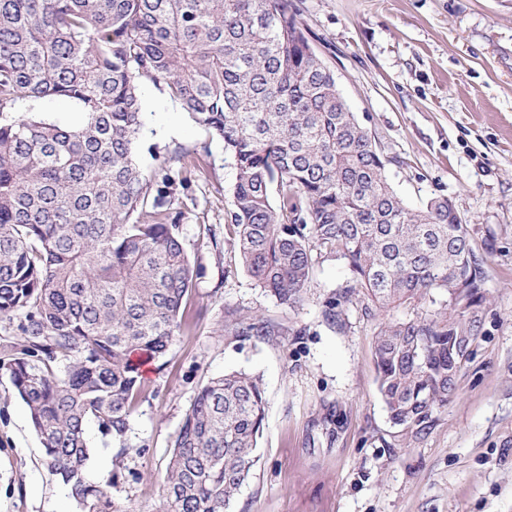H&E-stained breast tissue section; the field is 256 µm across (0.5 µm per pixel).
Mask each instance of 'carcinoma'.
<instances>
[{
	"label": "carcinoma",
	"mask_w": 512,
	"mask_h": 512,
	"mask_svg": "<svg viewBox=\"0 0 512 512\" xmlns=\"http://www.w3.org/2000/svg\"><path fill=\"white\" fill-rule=\"evenodd\" d=\"M142 80L224 143L247 274L294 308L319 261H344L327 307L339 318L364 302L390 420L413 437L430 427L481 332L453 291L483 310L484 259L448 199L398 196L288 0H0V319L25 312L5 369L68 496L119 512L86 480L88 427L125 437L142 392L132 355L165 356L186 326L179 224L197 152L139 167ZM46 98L75 104L82 124L31 111ZM265 406L244 372L200 388L173 439L165 512H226Z\"/></svg>",
	"instance_id": "cac0c4a2"
}]
</instances>
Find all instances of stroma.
I'll return each instance as SVG.
<instances>
[{
	"mask_svg": "<svg viewBox=\"0 0 512 512\" xmlns=\"http://www.w3.org/2000/svg\"><path fill=\"white\" fill-rule=\"evenodd\" d=\"M312 47L412 207L450 199L485 260L490 301L454 398L420 437L379 398L374 319L325 301L344 262L318 264L289 309L243 269L229 242L236 169L218 141L141 82L151 148L196 149L180 234L195 268L188 325L151 360L124 440L90 427L87 480L119 512H164L171 444L198 389L245 372L265 390L257 462L230 512H512V0H290ZM260 316L269 333L240 335ZM26 404L0 370V512H80L42 466Z\"/></svg>",
	"mask_w": 512,
	"mask_h": 512,
	"instance_id": "35a3bbf8",
	"label": "stroma"
}]
</instances>
